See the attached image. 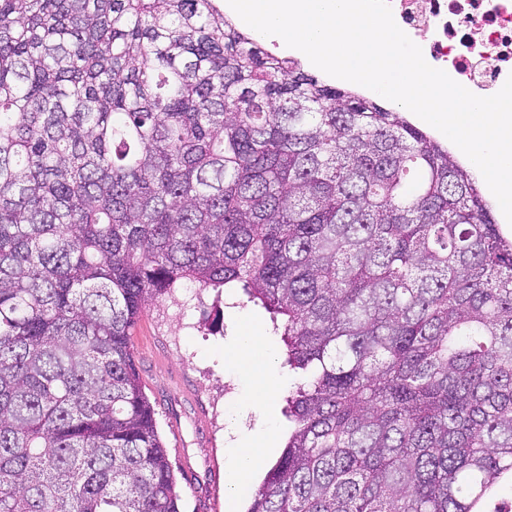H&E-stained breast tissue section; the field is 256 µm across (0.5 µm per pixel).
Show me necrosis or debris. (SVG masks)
I'll use <instances>...</instances> for the list:
<instances>
[{
	"label": "necrosis or debris",
	"mask_w": 512,
	"mask_h": 512,
	"mask_svg": "<svg viewBox=\"0 0 512 512\" xmlns=\"http://www.w3.org/2000/svg\"><path fill=\"white\" fill-rule=\"evenodd\" d=\"M425 60L479 96L512 74V0H389Z\"/></svg>",
	"instance_id": "1"
}]
</instances>
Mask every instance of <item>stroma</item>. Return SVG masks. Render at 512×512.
<instances>
[{"label": "stroma", "mask_w": 512, "mask_h": 512, "mask_svg": "<svg viewBox=\"0 0 512 512\" xmlns=\"http://www.w3.org/2000/svg\"><path fill=\"white\" fill-rule=\"evenodd\" d=\"M249 323L274 349L278 374L285 380L268 407V420L279 427L277 446L254 472L257 484L288 437L282 408L293 380L283 364L285 346L273 335L265 309L252 304L233 308L210 291L197 302L181 287L174 298L147 310L133 331L135 365L155 409L158 432L174 450L181 512H243L246 506L242 500L227 503L224 450L238 437L266 428V420L250 405L246 380L226 360Z\"/></svg>", "instance_id": "35a3bbf8"}]
</instances>
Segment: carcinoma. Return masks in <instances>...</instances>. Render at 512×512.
<instances>
[{"label":"carcinoma","instance_id":"cac0c4a2","mask_svg":"<svg viewBox=\"0 0 512 512\" xmlns=\"http://www.w3.org/2000/svg\"><path fill=\"white\" fill-rule=\"evenodd\" d=\"M220 0H0V512H180L132 333L239 288L295 375L245 512H512V240L401 112Z\"/></svg>","mask_w":512,"mask_h":512}]
</instances>
